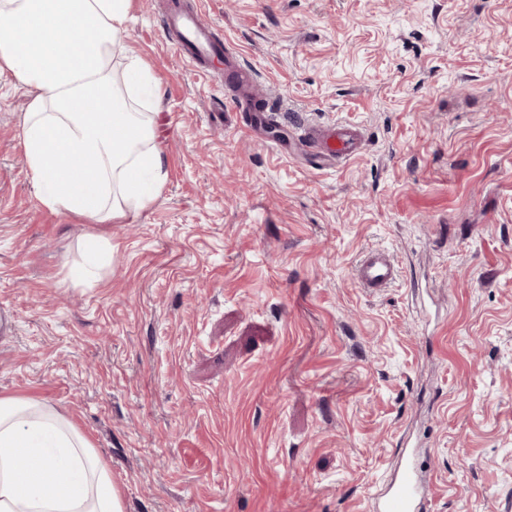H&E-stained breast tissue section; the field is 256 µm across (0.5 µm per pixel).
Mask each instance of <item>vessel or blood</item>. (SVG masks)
Returning <instances> with one entry per match:
<instances>
[{
	"instance_id": "1",
	"label": "vessel or blood",
	"mask_w": 512,
	"mask_h": 512,
	"mask_svg": "<svg viewBox=\"0 0 512 512\" xmlns=\"http://www.w3.org/2000/svg\"><path fill=\"white\" fill-rule=\"evenodd\" d=\"M164 25L175 38L178 55L189 62L196 71L205 72L216 58L224 60V80L234 89L230 101L234 111L247 115L250 129L265 135L269 121L257 107V97L252 92L253 73L240 67L224 52V43L212 29L205 25L198 7L185 4L184 0H170ZM365 136L361 128L349 124L332 127H308L301 143L316 158L318 164L341 162L358 155ZM397 275L394 258L381 250L367 251L355 268L359 288L376 293L387 288ZM425 488L413 460H406L398 474L380 497L378 512H421Z\"/></svg>"
}]
</instances>
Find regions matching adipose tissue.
<instances>
[{"label":"adipose tissue","mask_w":512,"mask_h":512,"mask_svg":"<svg viewBox=\"0 0 512 512\" xmlns=\"http://www.w3.org/2000/svg\"><path fill=\"white\" fill-rule=\"evenodd\" d=\"M130 0H0V71L31 101L19 136L46 207L105 224L145 209L164 181L154 115L130 109L151 86L126 56ZM126 57L117 84L112 61ZM72 284L105 269L111 244L91 236ZM0 512H123L112 471L65 414L23 397H0Z\"/></svg>","instance_id":"1"}]
</instances>
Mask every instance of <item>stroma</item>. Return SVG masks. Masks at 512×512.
<instances>
[{"label":"stroma","mask_w":512,"mask_h":512,"mask_svg":"<svg viewBox=\"0 0 512 512\" xmlns=\"http://www.w3.org/2000/svg\"><path fill=\"white\" fill-rule=\"evenodd\" d=\"M296 137L350 123L324 170L256 138L221 62L131 0L166 180L91 224L42 205L0 74V397L70 416L124 512H373L402 449L429 512H512V0H198ZM112 245L90 286L80 244ZM388 248L397 283L358 288Z\"/></svg>","instance_id":"obj_1"}]
</instances>
